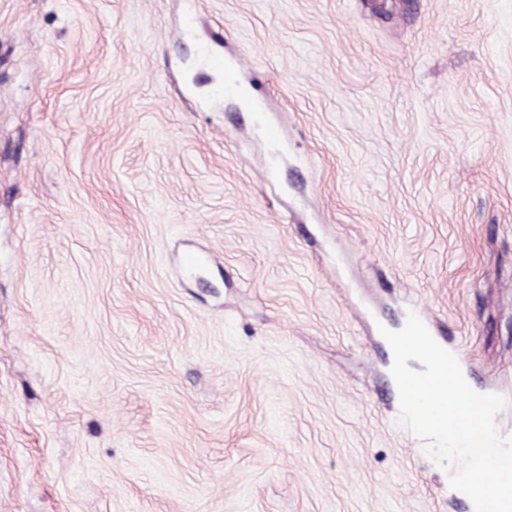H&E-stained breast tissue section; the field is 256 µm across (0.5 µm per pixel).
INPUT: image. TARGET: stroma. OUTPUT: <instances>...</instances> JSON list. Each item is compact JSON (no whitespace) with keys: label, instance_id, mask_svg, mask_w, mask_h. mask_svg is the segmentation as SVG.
Returning a JSON list of instances; mask_svg holds the SVG:
<instances>
[{"label":"stroma","instance_id":"1","mask_svg":"<svg viewBox=\"0 0 512 512\" xmlns=\"http://www.w3.org/2000/svg\"><path fill=\"white\" fill-rule=\"evenodd\" d=\"M422 308L512 436V0H0V512H464ZM207 66L214 71L224 72V94L238 95L241 93V85L238 80L237 67L224 62L221 57H209Z\"/></svg>","mask_w":512,"mask_h":512}]
</instances>
